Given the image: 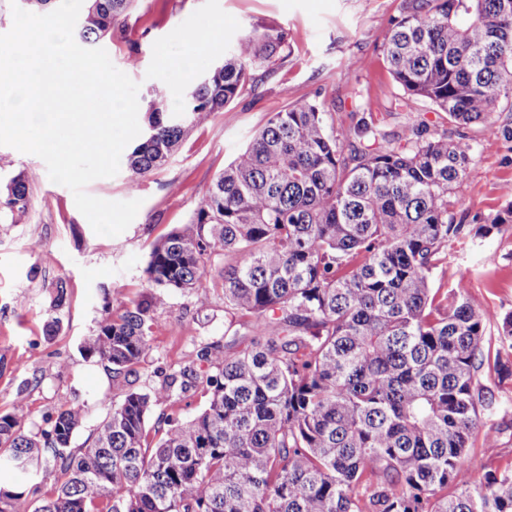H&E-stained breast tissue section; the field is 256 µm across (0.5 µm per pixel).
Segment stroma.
<instances>
[{
  "instance_id": "obj_1",
  "label": "stroma",
  "mask_w": 512,
  "mask_h": 512,
  "mask_svg": "<svg viewBox=\"0 0 512 512\" xmlns=\"http://www.w3.org/2000/svg\"><path fill=\"white\" fill-rule=\"evenodd\" d=\"M401 0H136L122 18L121 36L100 40L119 70L139 83V109L147 111L155 90L172 107L182 102L187 80L177 61L198 37L229 49L248 30H285L291 53L257 68L225 111L212 114L180 142L174 155L138 186L124 174L90 182L89 195L107 201L138 199L129 227L115 237L94 233L72 192L50 180L44 161L0 145V187L22 176L29 207L19 216H0V414L22 403L27 428L47 425L61 399L83 404L87 417L73 447L119 403L127 386L159 384V370L190 367L205 372L204 348L224 344V299L171 293L157 313L152 349L131 383L116 382L105 364L85 359L80 344L93 335L106 309L139 296L154 243L187 223L196 203L275 113L316 100L327 124L352 128L373 113L385 129L400 132L410 114L397 105L402 91L383 52L385 35L399 15ZM452 200L457 221L479 227L512 204V148H478ZM471 282L474 301L498 313L512 312V224L486 236L453 244L448 262L434 274L435 286L458 276ZM67 297L55 306L57 282ZM57 322L55 335L46 326ZM503 406L492 423L499 431L494 452H484L482 429L470 439V466L455 479L473 488L488 473L512 467V376L498 378L493 362L478 376Z\"/></svg>"
}]
</instances>
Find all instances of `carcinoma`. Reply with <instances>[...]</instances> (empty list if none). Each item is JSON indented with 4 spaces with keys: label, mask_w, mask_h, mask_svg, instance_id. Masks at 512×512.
<instances>
[{
    "label": "carcinoma",
    "mask_w": 512,
    "mask_h": 512,
    "mask_svg": "<svg viewBox=\"0 0 512 512\" xmlns=\"http://www.w3.org/2000/svg\"><path fill=\"white\" fill-rule=\"evenodd\" d=\"M86 2L77 37L89 45L121 31L133 0ZM288 48L284 30L255 27L215 49L181 111L155 98L129 183ZM383 51L400 106L430 102L457 137L424 121L394 135L371 114L334 131L317 101L275 113L189 222L154 244L147 291L106 312L81 346L116 379L136 373L170 293L208 298L220 262L233 334L204 353L206 407L184 421L161 412L148 428L193 374L184 367L127 389L82 448L71 447L82 404L60 401L35 433L27 414H1L0 469L26 478L0 484V512H512V468L448 493L473 431L500 407L476 381L485 327L497 324L512 350V312L475 304L461 277L442 290L433 280L448 246L471 234L451 201L479 146L465 130L512 142V122L493 118L512 96V0H402ZM28 202L17 176L0 210L23 214ZM242 335L250 344L238 350ZM31 482L55 495L33 499Z\"/></svg>",
    "instance_id": "carcinoma-1"
}]
</instances>
